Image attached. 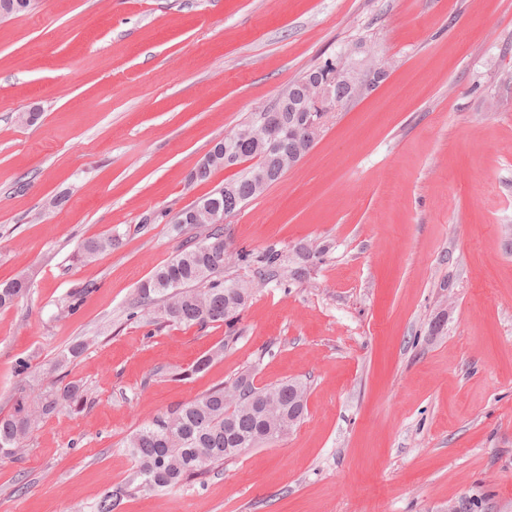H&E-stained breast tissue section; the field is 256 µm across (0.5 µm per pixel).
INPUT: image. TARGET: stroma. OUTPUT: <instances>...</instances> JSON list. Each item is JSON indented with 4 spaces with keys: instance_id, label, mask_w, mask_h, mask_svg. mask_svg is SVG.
<instances>
[{
    "instance_id": "obj_1",
    "label": "stroma",
    "mask_w": 512,
    "mask_h": 512,
    "mask_svg": "<svg viewBox=\"0 0 512 512\" xmlns=\"http://www.w3.org/2000/svg\"><path fill=\"white\" fill-rule=\"evenodd\" d=\"M354 46L386 78L224 221L248 255L224 276L252 290L235 324L133 310L208 232L170 219L234 176L193 180L212 144ZM270 247L278 278L257 261ZM21 276L0 413L55 381L86 405L0 459V512H93L134 468L130 435L244 371L306 384L300 424L119 512H512V0H33L0 17V283Z\"/></svg>"
}]
</instances>
